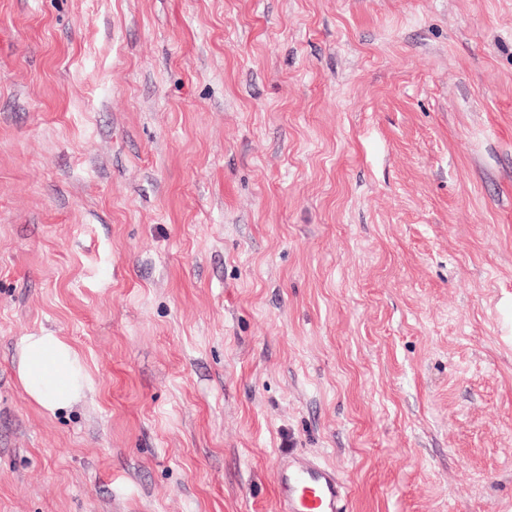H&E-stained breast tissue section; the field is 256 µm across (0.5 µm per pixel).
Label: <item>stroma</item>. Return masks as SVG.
Segmentation results:
<instances>
[{"instance_id":"obj_1","label":"stroma","mask_w":512,"mask_h":512,"mask_svg":"<svg viewBox=\"0 0 512 512\" xmlns=\"http://www.w3.org/2000/svg\"><path fill=\"white\" fill-rule=\"evenodd\" d=\"M290 454L512 512V0H0V512H279ZM17 352L18 379L33 403L56 414L82 399L87 373L78 351L62 337L33 332L21 337Z\"/></svg>"}]
</instances>
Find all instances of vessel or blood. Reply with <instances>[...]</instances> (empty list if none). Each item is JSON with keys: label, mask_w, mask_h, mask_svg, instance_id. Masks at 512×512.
Masks as SVG:
<instances>
[{"label": "vessel or blood", "mask_w": 512, "mask_h": 512, "mask_svg": "<svg viewBox=\"0 0 512 512\" xmlns=\"http://www.w3.org/2000/svg\"><path fill=\"white\" fill-rule=\"evenodd\" d=\"M280 512H346L348 488L335 468L291 457L275 471Z\"/></svg>", "instance_id": "b4317fda"}]
</instances>
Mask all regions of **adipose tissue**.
<instances>
[{"mask_svg": "<svg viewBox=\"0 0 512 512\" xmlns=\"http://www.w3.org/2000/svg\"><path fill=\"white\" fill-rule=\"evenodd\" d=\"M17 375L27 397L54 414L78 403L88 386L78 351L62 337L40 331L21 337Z\"/></svg>", "mask_w": 512, "mask_h": 512, "instance_id": "adipose-tissue-1", "label": "adipose tissue"}]
</instances>
